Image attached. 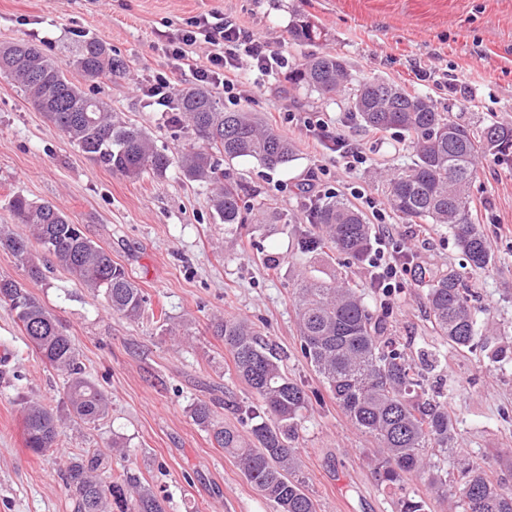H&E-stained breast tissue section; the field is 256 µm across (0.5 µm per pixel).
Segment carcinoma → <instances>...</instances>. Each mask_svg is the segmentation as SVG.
Here are the masks:
<instances>
[{
  "instance_id": "carcinoma-1",
  "label": "carcinoma",
  "mask_w": 512,
  "mask_h": 512,
  "mask_svg": "<svg viewBox=\"0 0 512 512\" xmlns=\"http://www.w3.org/2000/svg\"><path fill=\"white\" fill-rule=\"evenodd\" d=\"M292 40L313 44L323 28L307 16L290 27ZM69 66L83 80L122 77L125 62L95 38L82 37ZM0 75L14 81L27 101L91 159L112 172L138 180L161 177L173 164L194 180L215 186L214 215L226 226L245 227L242 195L236 184L223 182L221 161L254 159L268 169L294 160V144L250 112L225 111L212 91L194 85L177 96L174 120L192 128L195 142L176 158L158 150L145 130L121 122L111 107L67 78L66 69L40 44L20 40L0 45ZM323 96L350 84L346 64L337 55H310L288 77ZM350 112L379 132L397 130L408 136L412 165L394 171L385 184L391 209L411 221L442 224L453 230L471 269L486 271L493 253L479 225L471 220L470 187L481 157L512 155V123L473 126L448 118L428 96L411 95L394 83L365 81L351 89ZM8 210L31 237L0 226V247L28 268L41 271L32 252L36 241L83 288L103 298L107 309L129 320L140 318L149 298L110 252L89 239L57 206L35 202L23 194L9 197ZM324 238L305 236L303 250L315 252L328 243L336 251L361 260L372 230L346 200L321 204L313 217ZM296 319L302 356L322 378L336 403L363 433L378 441L369 459L377 483L401 491L400 512H425L426 501L405 483L414 473L428 474V488L448 502V512H512V489L493 479L473 460L461 470V483H448V472L436 459L461 453L456 421L448 404L424 397L419 371L410 363L388 327L365 303L363 294L342 278L329 281L303 276L295 283ZM465 278L441 270L428 281L426 303L435 333L458 350L478 347L477 315ZM0 301L15 312L22 330L42 360L67 377L69 414L85 424L106 417L109 399L83 374L79 354L61 323L26 288L0 276ZM214 335L224 339L238 378L256 396L251 405L236 406L240 426L216 419L215 403L199 401L191 408L195 424L205 428L217 447L236 460L247 481L272 504L274 512H317V504L301 472L298 441L310 396L288 377L280 354L251 323L218 316ZM61 419L37 403L24 407L25 446L40 455L56 447ZM93 455L69 462L66 484L77 496L76 512H165L148 487L125 471L104 483Z\"/></svg>"
}]
</instances>
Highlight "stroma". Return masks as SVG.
<instances>
[{"instance_id": "1", "label": "stroma", "mask_w": 512, "mask_h": 512, "mask_svg": "<svg viewBox=\"0 0 512 512\" xmlns=\"http://www.w3.org/2000/svg\"><path fill=\"white\" fill-rule=\"evenodd\" d=\"M213 10L287 54L290 68L311 51L329 52L345 60L353 81L395 82L466 122L512 123V0H111L105 7L96 0H0V45L33 40L64 63L78 36L106 43L126 63V75L99 79L98 97L173 154L191 133L170 113L155 111L141 89L175 69L160 32L176 33ZM301 15L324 28L317 46L291 41L288 29ZM285 84L281 72L243 80L238 108L287 135L296 157L274 170L252 159L223 162L251 205L273 203L281 213L278 223L238 233L215 219L209 186L175 166L138 180L109 171L0 76V225L28 233L12 220L10 194L52 202L150 299L140 319L128 320L109 312L48 255H40L43 276L33 280L0 248V275L25 283L62 323L86 376L110 399L105 419L73 422L62 375L41 360L14 312L0 303V347L9 354L0 359V512H75L62 473L72 458L90 452L103 460L101 476L130 470L165 498L167 512H273L190 416L195 402L211 400L219 420L234 425V405L253 399L223 341L212 334L216 315L260 326L289 377L310 395L299 448L318 512H397L396 494L380 487L369 464L376 440L356 429L301 355L293 284L301 273L335 274L357 284L370 309H379L367 263L301 250L302 235L319 233L308 220L302 187L319 172L341 197H349L354 184L381 202L387 174L407 165L411 154L400 132L366 127L342 96ZM315 115L358 145L367 163L346 174L334 153L307 136L301 120ZM470 195L494 255L488 271L467 266L448 227L431 225L422 236L417 225L393 213L387 225L426 271L452 269L467 278L482 309L480 325L497 330L487 339L495 345L500 336L512 338V158L480 160ZM268 255L279 258L278 270L267 268ZM425 294L420 280L411 279L386 317L388 326L421 368L428 393L447 400L465 448L512 488V362L494 363L480 351L444 343L432 329ZM28 399L61 417L54 451L36 455L26 448L22 406ZM116 440L127 443L129 457L113 451Z\"/></svg>"}]
</instances>
